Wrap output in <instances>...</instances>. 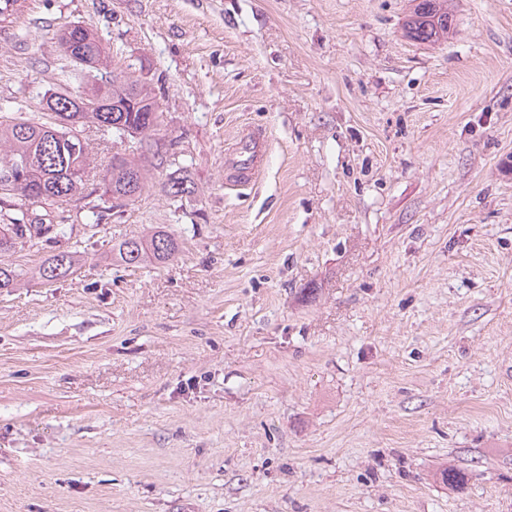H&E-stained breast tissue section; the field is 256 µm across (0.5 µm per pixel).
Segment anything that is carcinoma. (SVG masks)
Wrapping results in <instances>:
<instances>
[{"mask_svg":"<svg viewBox=\"0 0 512 512\" xmlns=\"http://www.w3.org/2000/svg\"><path fill=\"white\" fill-rule=\"evenodd\" d=\"M411 2L407 37L423 43L448 37L453 25L448 0ZM56 40L70 66L64 87L46 96V107L55 121L43 122L20 113L8 123L0 122V173L10 166L43 194L37 201L29 199L0 177V252L49 232L46 219L33 209L37 203L63 205L92 195L89 179L82 176L95 168L90 142L77 138L86 130L93 128L113 142L125 135L140 143L137 153L112 155L102 177L103 195L112 204L93 212L98 221L142 192L147 181L146 152L165 159L176 157L170 148L178 141L168 136L149 83L111 69L110 53L81 23L60 29ZM117 121L124 129L112 126ZM178 251L177 240L162 230L145 239L128 237L112 244L113 258L128 267L148 259L166 263ZM75 265L72 253L59 252L42 263L38 274L53 282L72 274Z\"/></svg>","mask_w":512,"mask_h":512,"instance_id":"carcinoma-1","label":"carcinoma"}]
</instances>
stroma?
Here are the masks:
<instances>
[{"label":"stroma","instance_id":"obj_1","mask_svg":"<svg viewBox=\"0 0 512 512\" xmlns=\"http://www.w3.org/2000/svg\"><path fill=\"white\" fill-rule=\"evenodd\" d=\"M448 5L428 44L409 0H21L0 121L90 25L192 193L0 253V512H512V0ZM157 230L173 261L113 262ZM264 135L251 130L237 143L234 150L224 158L226 181L243 185L252 182L259 175L264 161ZM77 259L70 252H59L46 259L39 267L38 274L46 282L65 278L73 273Z\"/></svg>","mask_w":512,"mask_h":512}]
</instances>
